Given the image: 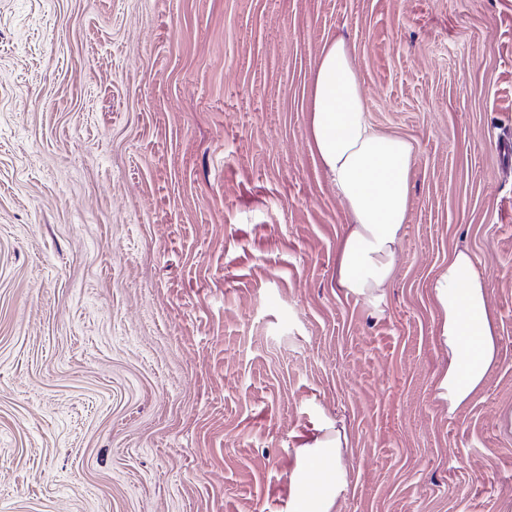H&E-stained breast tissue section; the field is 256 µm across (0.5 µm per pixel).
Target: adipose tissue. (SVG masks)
<instances>
[{"instance_id":"1","label":"adipose tissue","mask_w":512,"mask_h":512,"mask_svg":"<svg viewBox=\"0 0 512 512\" xmlns=\"http://www.w3.org/2000/svg\"><path fill=\"white\" fill-rule=\"evenodd\" d=\"M311 147L350 218L338 247L336 285L380 305L396 275L409 205L412 142L376 129L369 120L350 46L327 42L309 91ZM444 314L441 344L448 367L438 395L456 411L480 386L497 360L495 329L487 301L488 281L474 256L454 252L431 282ZM343 432L320 440L294 475L295 512H334L344 489ZM327 468L313 481L312 466Z\"/></svg>"}]
</instances>
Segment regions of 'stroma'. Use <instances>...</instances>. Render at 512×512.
Returning a JSON list of instances; mask_svg holds the SVG:
<instances>
[{"instance_id": "stroma-1", "label": "stroma", "mask_w": 512, "mask_h": 512, "mask_svg": "<svg viewBox=\"0 0 512 512\" xmlns=\"http://www.w3.org/2000/svg\"><path fill=\"white\" fill-rule=\"evenodd\" d=\"M345 40L410 140L396 272L336 286L348 216L307 92ZM512 0H0V512H512ZM468 250L497 362L456 412L431 281ZM347 439L345 434L336 430L320 440L313 451L307 455L305 463L294 475L293 500L299 507L294 512H334L345 485L342 448ZM322 461L326 468V477L318 482L312 480V466Z\"/></svg>"}]
</instances>
